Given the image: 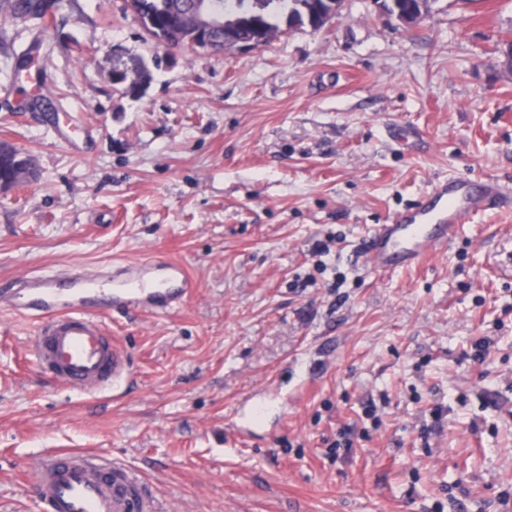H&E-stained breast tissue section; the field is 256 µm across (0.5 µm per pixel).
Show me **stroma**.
<instances>
[{
	"label": "stroma",
	"instance_id": "1",
	"mask_svg": "<svg viewBox=\"0 0 512 512\" xmlns=\"http://www.w3.org/2000/svg\"><path fill=\"white\" fill-rule=\"evenodd\" d=\"M42 41L44 83L0 75V141L34 163L0 194V287L152 255L198 291L103 313L130 374L97 399L0 314V512H38L45 448L128 460L164 512H512V208L419 266L362 258L439 178L512 184V0L411 27L345 0L316 33L166 57L124 0H64L46 31L0 13V62ZM143 65L140 98L113 89Z\"/></svg>",
	"mask_w": 512,
	"mask_h": 512
}]
</instances>
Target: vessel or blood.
<instances>
[{
	"label": "vessel or blood",
	"mask_w": 512,
	"mask_h": 512,
	"mask_svg": "<svg viewBox=\"0 0 512 512\" xmlns=\"http://www.w3.org/2000/svg\"><path fill=\"white\" fill-rule=\"evenodd\" d=\"M512 201V188L492 177L437 182L409 211L378 225L364 244L379 273L418 265L452 241L461 225ZM197 285L182 265L145 258L38 274L0 289V312L33 322L30 353L50 380L88 396L118 389L128 376L103 311L168 313ZM39 512H161L141 474L119 458L79 448H53L34 472Z\"/></svg>",
	"instance_id": "vessel-or-blood-1"
}]
</instances>
